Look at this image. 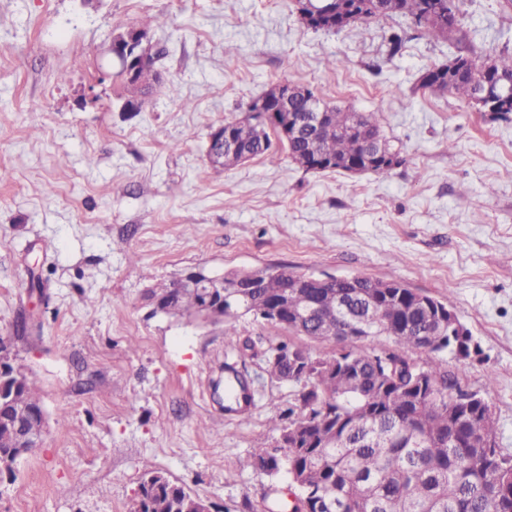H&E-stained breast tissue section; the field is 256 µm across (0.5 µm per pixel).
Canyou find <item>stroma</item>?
<instances>
[{"label": "stroma", "instance_id": "1", "mask_svg": "<svg viewBox=\"0 0 512 512\" xmlns=\"http://www.w3.org/2000/svg\"><path fill=\"white\" fill-rule=\"evenodd\" d=\"M459 7L466 39L437 41L398 16L315 31L291 0H0V360L25 368L47 415L42 448L0 471V512H130L151 470L212 512H269L268 477L240 462L277 438L268 421L298 387L270 378L265 353L330 346L250 315L232 336L150 316L146 289L198 268L386 278L448 303L478 355L417 358L483 395L512 452V112L419 86L456 55L512 52V0ZM161 14L165 88L140 112L109 83L87 100L117 25ZM284 81L380 112L405 164L312 173L281 148L210 167L212 130ZM228 360L251 382L244 419L217 387Z\"/></svg>", "mask_w": 512, "mask_h": 512}]
</instances>
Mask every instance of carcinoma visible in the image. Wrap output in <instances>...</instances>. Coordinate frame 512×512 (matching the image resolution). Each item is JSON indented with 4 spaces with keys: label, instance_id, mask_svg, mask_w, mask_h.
I'll list each match as a JSON object with an SVG mask.
<instances>
[{
    "label": "carcinoma",
    "instance_id": "1",
    "mask_svg": "<svg viewBox=\"0 0 512 512\" xmlns=\"http://www.w3.org/2000/svg\"><path fill=\"white\" fill-rule=\"evenodd\" d=\"M317 13L308 27L341 32L355 23L401 15L435 39L456 31L461 18L455 0H312ZM484 59L457 55L447 64L427 69L420 86L433 93H452L469 102L474 83L484 79ZM493 74L512 80V52L493 57ZM315 142L288 144V156L300 168L318 155L323 172L342 173L362 159L367 139L380 136L395 163L372 173L387 176L405 162L383 136L377 112H355L326 104ZM233 140L250 147L252 157L273 148L274 126L260 115L226 121ZM295 271L284 266L262 291L244 299L235 294L236 272L224 274V335L234 336L235 321L250 314L263 321L270 334L282 330L305 333L332 347L314 355L291 343L278 344L266 356L269 376L299 385L297 403L269 424L288 448H272L258 438L244 465L275 480L281 474L299 481L291 512H512V453L485 448L486 437H497L494 411L477 392H465L441 363L422 365L415 379L411 354L460 349L464 357L479 354L470 333L460 336L448 326L435 336L437 308L433 300L396 281L355 276L321 288H295ZM150 304H174L189 313L202 302L193 288L164 283L149 289ZM288 301V315L275 305ZM310 306L314 323L300 330L294 312ZM362 347L355 348V343ZM394 347H389V344ZM247 378L224 364V410L238 412L250 404ZM42 408L32 384L19 386L0 405V469H11L7 422L16 406ZM193 499L183 485L158 471L145 473L131 512H184Z\"/></svg>",
    "mask_w": 512,
    "mask_h": 512
}]
</instances>
